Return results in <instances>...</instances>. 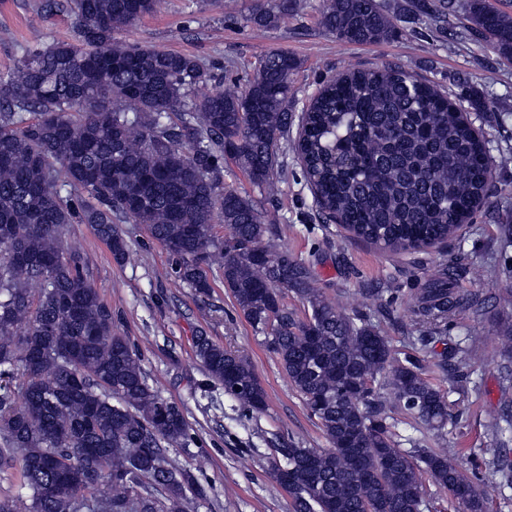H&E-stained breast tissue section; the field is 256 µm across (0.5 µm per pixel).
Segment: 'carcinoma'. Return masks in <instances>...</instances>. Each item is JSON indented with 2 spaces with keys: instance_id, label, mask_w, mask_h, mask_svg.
<instances>
[{
  "instance_id": "obj_1",
  "label": "carcinoma",
  "mask_w": 512,
  "mask_h": 512,
  "mask_svg": "<svg viewBox=\"0 0 512 512\" xmlns=\"http://www.w3.org/2000/svg\"><path fill=\"white\" fill-rule=\"evenodd\" d=\"M158 0H66L77 36L28 49L0 76V475L19 492L0 512H185L191 476L166 455L186 435L179 407L151 387L129 340L65 239L94 225L116 259L120 224H141L175 259L176 278L205 295L224 270L239 311L267 335L330 447L279 448L277 481L293 512H421V474L466 512H484L468 469L427 448H399L386 404L441 432L446 396L419 360L394 357L366 315L348 317L313 287L310 266L276 245L255 201L224 188L234 163L264 196L285 175L281 141L295 122L294 57L264 55L240 94L199 59L120 41ZM455 0H407L406 12L447 30ZM300 0L258 6L272 27ZM467 31L512 63V11L469 0ZM320 24L342 43L397 34L384 0H325ZM36 118H30V115ZM292 148L324 219L381 249L431 247L489 199L485 142L440 86L389 64L323 82ZM229 228L227 238L214 224ZM445 270L412 315L436 330L460 306ZM291 291L301 319L282 301ZM196 356L246 411L265 391L239 350L200 338ZM371 387H364L365 382ZM107 486L112 494L104 496Z\"/></svg>"
}]
</instances>
